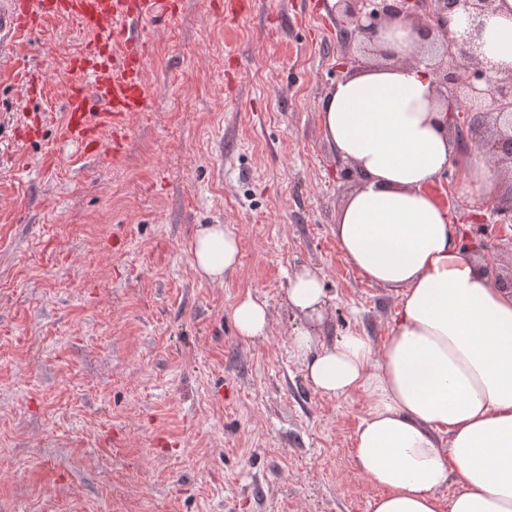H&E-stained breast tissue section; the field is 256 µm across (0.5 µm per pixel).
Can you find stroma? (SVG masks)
<instances>
[{"instance_id": "35a3bbf8", "label": "stroma", "mask_w": 512, "mask_h": 512, "mask_svg": "<svg viewBox=\"0 0 512 512\" xmlns=\"http://www.w3.org/2000/svg\"><path fill=\"white\" fill-rule=\"evenodd\" d=\"M180 0L148 22L152 112L131 116L125 157L75 161L61 143L86 35L58 19L0 62V512H371L380 490L352 464L360 392L306 381L288 276L322 275V342L381 350L396 295L357 274L333 234L356 187L318 118L325 94L378 55L339 36L334 0ZM41 67L42 95L27 96ZM43 115L38 138L16 136ZM467 170L437 187L460 194ZM201 224L234 226L240 264L201 278ZM267 305L264 336L232 319ZM233 320L239 336L250 340L264 336L267 327L266 304L251 296L241 299L233 309Z\"/></svg>"}]
</instances>
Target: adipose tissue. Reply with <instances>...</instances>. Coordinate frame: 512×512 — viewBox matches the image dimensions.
I'll return each mask as SVG.
<instances>
[{"instance_id": "ef3b65f1", "label": "adipose tissue", "mask_w": 512, "mask_h": 512, "mask_svg": "<svg viewBox=\"0 0 512 512\" xmlns=\"http://www.w3.org/2000/svg\"><path fill=\"white\" fill-rule=\"evenodd\" d=\"M484 21V57L512 66V0H495ZM414 40L411 23L393 22V59L352 72L319 108L329 143L360 175L333 233L360 277L395 292L392 334L378 352L359 335L318 344L329 301L305 267L285 298L303 321L294 349L316 390L371 399L352 464L381 490L372 512H512V290L462 251L429 191L455 143L432 71L410 57ZM191 253L200 276L223 280L239 264L238 236L200 225ZM453 475L460 488L448 496Z\"/></svg>"}]
</instances>
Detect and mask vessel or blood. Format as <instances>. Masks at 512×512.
Masks as SVG:
<instances>
[{"label":"vessel or blood","mask_w":512,"mask_h":512,"mask_svg":"<svg viewBox=\"0 0 512 512\" xmlns=\"http://www.w3.org/2000/svg\"><path fill=\"white\" fill-rule=\"evenodd\" d=\"M173 13V0H0V51L53 20L74 22L88 41L81 53L63 60L76 79L67 90L58 138L79 156L106 148L117 158L123 149L113 135L117 123L153 109L145 84L151 46L146 24Z\"/></svg>","instance_id":"vessel-or-blood-1"}]
</instances>
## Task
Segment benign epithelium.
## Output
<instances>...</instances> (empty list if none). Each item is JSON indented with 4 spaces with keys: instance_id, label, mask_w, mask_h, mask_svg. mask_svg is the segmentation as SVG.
Segmentation results:
<instances>
[{
    "instance_id": "7a95c632",
    "label": "benign epithelium",
    "mask_w": 512,
    "mask_h": 512,
    "mask_svg": "<svg viewBox=\"0 0 512 512\" xmlns=\"http://www.w3.org/2000/svg\"><path fill=\"white\" fill-rule=\"evenodd\" d=\"M346 17L341 41L357 40L381 49L390 24L405 20L418 37L414 60L423 62L425 49L432 47L438 61L432 65L436 88L448 102L465 103V111L451 109L449 133L458 156L450 164L477 151L497 169L512 174V67H493L474 51L475 39L483 31V17L492 11L494 0H336ZM467 15L469 38L460 39L448 30V15ZM481 224H512V192L495 194L480 206Z\"/></svg>"
}]
</instances>
